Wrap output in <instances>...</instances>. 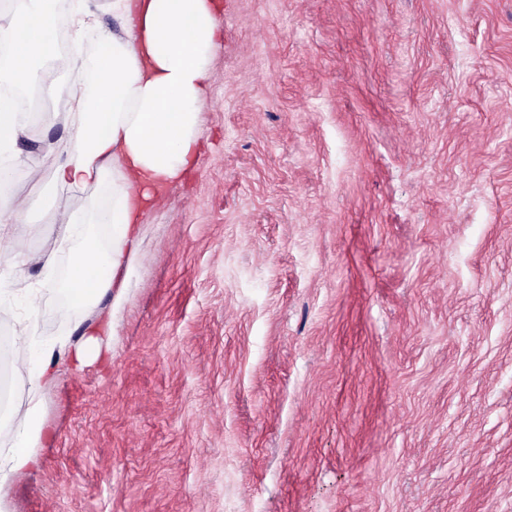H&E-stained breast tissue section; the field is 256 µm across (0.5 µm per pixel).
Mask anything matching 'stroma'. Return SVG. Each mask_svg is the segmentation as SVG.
Returning a JSON list of instances; mask_svg holds the SVG:
<instances>
[{
    "label": "stroma",
    "mask_w": 512,
    "mask_h": 512,
    "mask_svg": "<svg viewBox=\"0 0 512 512\" xmlns=\"http://www.w3.org/2000/svg\"><path fill=\"white\" fill-rule=\"evenodd\" d=\"M204 155L6 512H512V0H221ZM15 151L66 134L28 91ZM31 246L102 189L28 182ZM60 292L37 346L78 339Z\"/></svg>",
    "instance_id": "obj_1"
}]
</instances>
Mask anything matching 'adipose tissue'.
<instances>
[{
	"instance_id": "obj_1",
	"label": "adipose tissue",
	"mask_w": 512,
	"mask_h": 512,
	"mask_svg": "<svg viewBox=\"0 0 512 512\" xmlns=\"http://www.w3.org/2000/svg\"><path fill=\"white\" fill-rule=\"evenodd\" d=\"M221 12L218 0H112V15L120 22L115 34L103 27L92 0H68L71 48L62 54L52 0H20L0 10V87L18 92L34 85L66 102V137L40 154L15 156V165L35 184L49 174L61 186L95 183L108 193L99 208L72 200L54 209L52 221L64 238L83 242L61 280L54 272L56 250L35 253L28 247L38 199L18 193L0 208V265L18 276L32 265L45 271L25 294L28 314L38 315L47 294L62 287L67 302L55 309L56 320L73 322L79 311L91 316L83 341L58 343L75 366H111L123 302L114 288L143 261V219L164 204L170 184L199 164V116L210 94V60L224 38ZM91 34L99 52L89 63L82 45ZM66 72L73 74L72 83L63 82ZM91 224L107 230L106 247L90 241ZM54 351L37 348L27 323H16L11 362L24 398L10 410L11 444L0 451V484L38 469L36 449L52 439L35 396L58 381Z\"/></svg>"
}]
</instances>
